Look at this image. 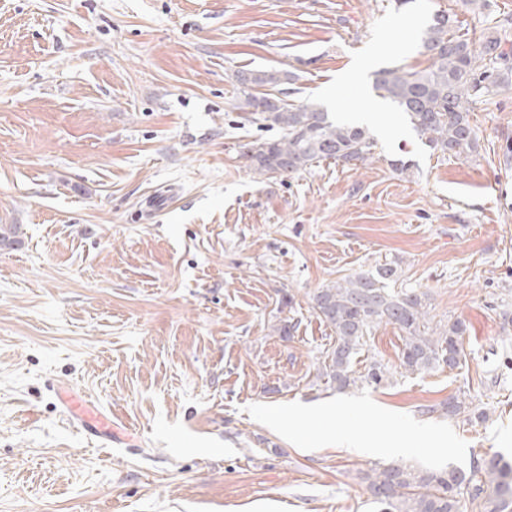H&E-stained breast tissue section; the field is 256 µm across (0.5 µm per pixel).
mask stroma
<instances>
[{
	"mask_svg": "<svg viewBox=\"0 0 512 512\" xmlns=\"http://www.w3.org/2000/svg\"><path fill=\"white\" fill-rule=\"evenodd\" d=\"M439 10L479 33L512 0H0V225L21 240L0 249V512H375L362 477L389 459L342 446L363 427L420 468L512 461V87L474 105L459 159L373 86L427 65ZM269 69L368 127L373 160L254 174L242 146L270 132L233 103ZM384 263L432 326L465 322V356L403 374L383 323L354 367L389 381L336 392L310 297ZM65 385L131 440L82 432ZM455 395L478 420L444 414ZM263 407L317 414L287 435Z\"/></svg>",
	"mask_w": 512,
	"mask_h": 512,
	"instance_id": "stroma-1",
	"label": "stroma"
}]
</instances>
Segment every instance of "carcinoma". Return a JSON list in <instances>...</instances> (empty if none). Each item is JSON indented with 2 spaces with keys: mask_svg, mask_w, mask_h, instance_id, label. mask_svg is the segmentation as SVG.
<instances>
[{
  "mask_svg": "<svg viewBox=\"0 0 512 512\" xmlns=\"http://www.w3.org/2000/svg\"><path fill=\"white\" fill-rule=\"evenodd\" d=\"M510 24L511 17L497 20L475 38L461 31L448 14L437 13L422 34L430 64L413 71L383 68L374 74L375 88L404 111L420 139L466 159L476 152L479 141L469 120L471 105L512 83V47L506 48L512 42ZM288 79L280 70L238 77L241 87L235 108L248 113L251 122L279 131L276 138L244 144L243 154L254 173L285 179L325 160L357 166L373 158L374 139L366 129L334 120L314 105L255 91ZM395 275L392 265H380L373 272L321 288L311 298L314 313L335 334L318 375L339 392L361 385L377 387L389 380V371L378 362L363 374L353 369L354 356L366 337L383 322L405 333L400 353L404 372L420 374L440 365L453 370L461 364L466 325L456 319L438 332L431 329L422 295L388 287ZM363 481L379 512H467L466 500L480 497L494 504L490 512H512V465L501 455L468 472L392 464L370 470Z\"/></svg>",
  "mask_w": 512,
  "mask_h": 512,
  "instance_id": "cac0c4a2",
  "label": "carcinoma"
}]
</instances>
